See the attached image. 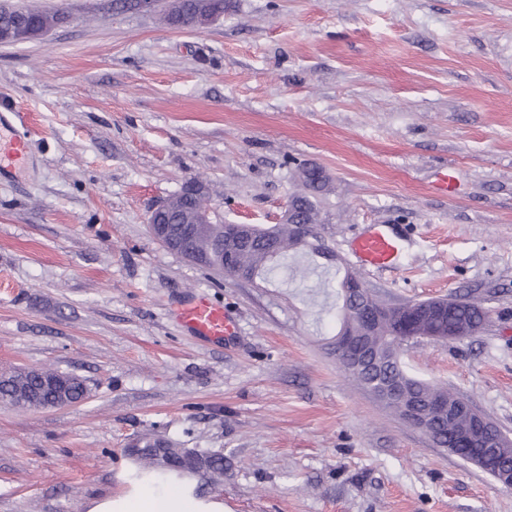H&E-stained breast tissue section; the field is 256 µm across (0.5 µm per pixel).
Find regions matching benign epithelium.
<instances>
[{"label":"benign epithelium","mask_w":512,"mask_h":512,"mask_svg":"<svg viewBox=\"0 0 512 512\" xmlns=\"http://www.w3.org/2000/svg\"><path fill=\"white\" fill-rule=\"evenodd\" d=\"M49 32L50 28L48 27L41 29L31 27L28 34L17 38L10 31H0V44L38 39ZM179 206V197L173 195L151 212L148 228L153 238L185 260L195 265L204 266L207 264V256L197 250V243L214 232L221 236V240L226 246L224 250L225 272L235 279L248 280L251 278L250 274L240 270L238 265L232 263L238 247L248 245L252 243L253 239L260 236L268 238L272 242L278 238L280 224H220L217 226L211 222L210 210L207 208L196 210L187 217L183 224H173L170 222V216L179 210ZM297 213L298 206L295 203V198L292 197L288 200L281 224L289 225L290 239L300 245L316 236V227L301 220ZM361 288L362 285L355 280L350 278L345 280L344 304L350 313L358 310ZM404 309L407 310L412 323L423 326L432 315L442 311V306L439 301L434 300L424 303L419 308L409 303L404 306ZM463 336L465 333L456 328L446 333L419 329L415 332L403 333L398 336V339L403 342L422 339L447 342ZM335 342L339 352L352 358L353 364L344 366V369L358 372L374 363L375 345L357 335V327L352 320L347 319L343 322L336 334ZM389 398L400 402V406L404 410V420L419 430L425 425V413L428 409L432 408L443 414L448 413V402L446 401L432 403L409 401L400 395L396 388L385 392L383 399ZM454 410L466 412L471 417V429L463 437L462 443L467 445L476 443L481 448V451L475 453L468 463L491 472L501 486L511 489L512 469L502 467L496 464V461L499 459L500 449L511 444L512 439L507 437L489 418L477 411L469 401L459 400L454 406ZM179 463L196 471L206 469L203 455L190 448L182 450Z\"/></svg>","instance_id":"7a95c632"}]
</instances>
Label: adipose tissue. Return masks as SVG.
<instances>
[{
    "mask_svg": "<svg viewBox=\"0 0 512 512\" xmlns=\"http://www.w3.org/2000/svg\"><path fill=\"white\" fill-rule=\"evenodd\" d=\"M85 512H224L222 502L197 496L176 480L139 482L126 494L86 501Z\"/></svg>",
    "mask_w": 512,
    "mask_h": 512,
    "instance_id": "1",
    "label": "adipose tissue"
}]
</instances>
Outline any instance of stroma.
<instances>
[{"instance_id":"1","label":"stroma","mask_w":512,"mask_h":512,"mask_svg":"<svg viewBox=\"0 0 512 512\" xmlns=\"http://www.w3.org/2000/svg\"><path fill=\"white\" fill-rule=\"evenodd\" d=\"M228 3L177 29L171 0H0L69 16L0 44V101L29 152L0 174V373L88 387L61 409L0 402V512L125 494L124 450L148 433L223 455L195 491L224 512H512V489L359 387L334 346L348 270L394 306L481 300V331L400 358L512 438V0ZM303 166L328 177L335 260L305 248L243 281L148 233L192 178L214 223H277ZM371 224L404 237L398 268L350 253ZM201 294L235 336L177 322Z\"/></svg>"}]
</instances>
